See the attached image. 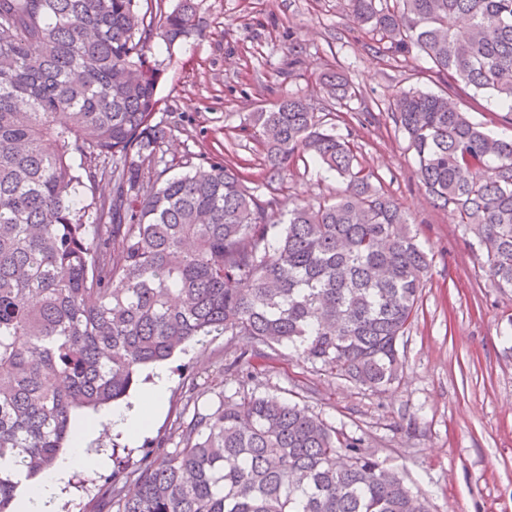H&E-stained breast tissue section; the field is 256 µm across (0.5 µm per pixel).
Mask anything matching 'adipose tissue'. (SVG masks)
<instances>
[{
	"mask_svg": "<svg viewBox=\"0 0 512 512\" xmlns=\"http://www.w3.org/2000/svg\"><path fill=\"white\" fill-rule=\"evenodd\" d=\"M166 391L165 377L155 376L145 384L136 399L113 408L109 415L97 417L94 426L77 424L72 431L69 455L27 492L18 503V512H54L57 498L73 469L95 470L107 463L104 453L89 450L90 439L104 434H118L129 439L138 437L148 427Z\"/></svg>",
	"mask_w": 512,
	"mask_h": 512,
	"instance_id": "1",
	"label": "adipose tissue"
}]
</instances>
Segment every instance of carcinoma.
I'll list each match as a JSON object with an SVG mask.
<instances>
[{
    "label": "carcinoma",
    "instance_id": "cac0c4a2",
    "mask_svg": "<svg viewBox=\"0 0 512 512\" xmlns=\"http://www.w3.org/2000/svg\"><path fill=\"white\" fill-rule=\"evenodd\" d=\"M0 0V512L56 464L75 411L127 395L139 371L213 334L292 347L341 379L386 391L431 259L334 122L358 95L333 68L320 106L280 95L248 116L267 192L229 164L169 169L154 121V38L194 28L196 0ZM386 50L417 52L438 92L388 103L432 202L512 291V137L472 122L470 89L512 121V0H349ZM342 187L278 213L273 183L301 160ZM115 512H430L361 437L308 408L242 391L178 423ZM239 464L229 470L224 461Z\"/></svg>",
    "mask_w": 512,
    "mask_h": 512
}]
</instances>
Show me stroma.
I'll return each mask as SVG.
<instances>
[{
    "label": "stroma",
    "instance_id": "1",
    "mask_svg": "<svg viewBox=\"0 0 512 512\" xmlns=\"http://www.w3.org/2000/svg\"><path fill=\"white\" fill-rule=\"evenodd\" d=\"M195 28L166 46L154 39L150 58L163 76L157 121L168 128L164 145L171 174L185 164H236L263 182V149L244 130L249 112L283 92L320 99L324 65L340 66L363 93L339 127L376 182L411 214L432 268L419 315L401 340L400 378L375 393L311 365L288 347L252 358L258 376L248 385L308 407L344 433L365 437L383 466L401 472L432 512H512V342L504 340L512 293L486 274V256L446 210L435 207L418 179V163L386 112L389 99L415 86L422 57L392 59L368 29L357 27L348 0H197ZM302 46L293 56L292 46ZM378 106L374 123L355 110ZM340 182L311 163L296 162L277 183L281 208L295 197L327 198ZM237 340L216 334L161 363L168 377L162 413L129 442L120 436L91 440L107 451L97 470H73L56 512H113L105 487L126 478L141 457L170 436L178 420L212 412L241 386L230 364Z\"/></svg>",
    "mask_w": 512,
    "mask_h": 512
}]
</instances>
